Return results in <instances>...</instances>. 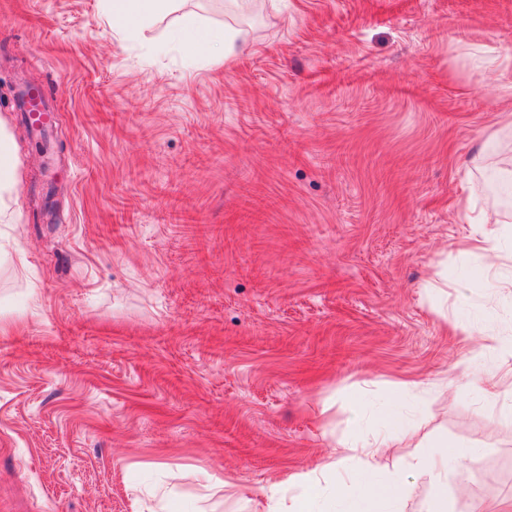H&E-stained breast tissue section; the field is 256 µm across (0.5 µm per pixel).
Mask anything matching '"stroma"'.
<instances>
[{"instance_id":"35a3bbf8","label":"stroma","mask_w":512,"mask_h":512,"mask_svg":"<svg viewBox=\"0 0 512 512\" xmlns=\"http://www.w3.org/2000/svg\"><path fill=\"white\" fill-rule=\"evenodd\" d=\"M204 63L155 51L172 17L120 36L102 0H0V77L43 90L53 163L12 92L15 221L0 255V512H256V489L378 430L396 384L399 512L437 492L409 465L446 440L467 495L512 496V393L453 364L512 366V295L466 287L461 191L497 212L512 268V88L462 71L512 51V0H284ZM488 145L489 167L468 162ZM25 276H17L18 260ZM474 327L471 338L453 329ZM360 420H353V412ZM202 472L198 486L178 478ZM463 377H469L479 385L480 392L490 400L500 396L503 388L508 385L512 389V367L508 373L499 370H484L474 378L473 359H468L455 367ZM508 381V383H507Z\"/></svg>"}]
</instances>
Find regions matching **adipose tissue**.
<instances>
[{
    "mask_svg": "<svg viewBox=\"0 0 512 512\" xmlns=\"http://www.w3.org/2000/svg\"><path fill=\"white\" fill-rule=\"evenodd\" d=\"M104 8L112 20L116 33L131 30L138 21L147 20L175 10L176 0H105ZM171 45L180 47L202 61L229 58L247 48L241 30L225 27L215 30L202 25L201 21L189 20L183 27L174 29ZM17 183L16 162L12 139L4 123L0 122V221L12 216V194ZM460 205L473 230L466 246L467 251L480 254L486 260L484 273L495 272L501 253L500 233L492 229V215L485 210H475L470 195H462ZM406 384H398L390 400L391 408L382 412L385 422L382 431L365 438L338 442L332 452L335 463H342L347 456L358 459V467L351 480L342 482L339 493L347 500L352 512H392L396 501L407 492L401 475L384 476L381 458L385 449L393 447L396 439L403 437L404 424L395 404L406 392ZM324 474L323 468L289 474L283 484L272 485L263 490L267 501L264 512H311L310 492L316 491ZM302 488L306 494L291 497L288 508H281L277 496L281 488Z\"/></svg>",
    "mask_w": 512,
    "mask_h": 512,
    "instance_id": "ef3b65f1",
    "label": "adipose tissue"
}]
</instances>
